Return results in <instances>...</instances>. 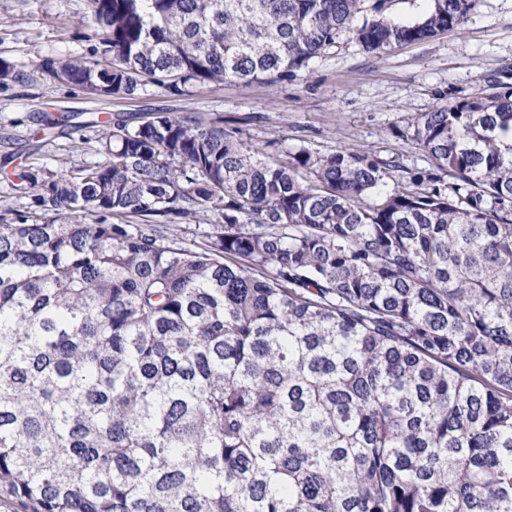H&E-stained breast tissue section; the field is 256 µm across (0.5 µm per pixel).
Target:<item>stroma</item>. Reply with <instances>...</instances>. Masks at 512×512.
<instances>
[{"label": "stroma", "instance_id": "1", "mask_svg": "<svg viewBox=\"0 0 512 512\" xmlns=\"http://www.w3.org/2000/svg\"><path fill=\"white\" fill-rule=\"evenodd\" d=\"M91 32L87 0H0V58L29 76L0 87V164L56 172L98 161L93 129L35 135L31 118L42 113L193 112L205 120L250 116L244 131L259 147L274 140L314 152L351 147L421 169L429 162L407 137L411 116L480 94L493 79L512 85V0H473L457 29L382 54L343 35L274 85L226 82L180 97L158 90L143 99L106 98L41 76L43 59L81 54Z\"/></svg>", "mask_w": 512, "mask_h": 512}]
</instances>
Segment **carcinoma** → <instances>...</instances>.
Wrapping results in <instances>:
<instances>
[{"label": "carcinoma", "mask_w": 512, "mask_h": 512, "mask_svg": "<svg viewBox=\"0 0 512 512\" xmlns=\"http://www.w3.org/2000/svg\"><path fill=\"white\" fill-rule=\"evenodd\" d=\"M88 0L39 70L103 97L274 84L471 0ZM27 79L0 59V86ZM115 113L0 213V496L22 512H512V86L422 112L429 167ZM392 181L391 191L381 187ZM215 218L200 250L170 226Z\"/></svg>", "instance_id": "carcinoma-1"}]
</instances>
